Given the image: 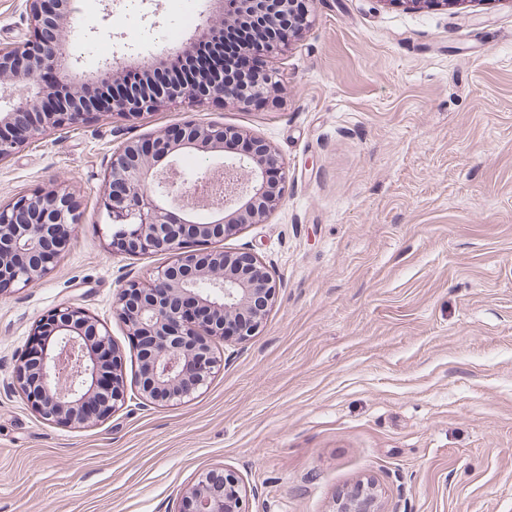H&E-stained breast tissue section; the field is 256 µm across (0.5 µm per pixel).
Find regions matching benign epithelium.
I'll list each match as a JSON object with an SVG mask.
<instances>
[{"label": "benign epithelium", "instance_id": "7a95c632", "mask_svg": "<svg viewBox=\"0 0 512 512\" xmlns=\"http://www.w3.org/2000/svg\"><path fill=\"white\" fill-rule=\"evenodd\" d=\"M299 2L310 0H224V21L250 17L265 23L269 36L260 49L273 54L309 25L306 9L288 25L271 27L276 15L293 12ZM53 3L50 9L45 0H26L38 42L20 37L0 41V160L38 136L105 113L137 117L185 99L246 105L278 82L274 69L250 83L216 76L199 87L176 79L161 89L130 88L109 107H82L87 89L74 81L69 51L73 0ZM120 69L121 59H106L95 81L107 90ZM46 70L54 72L51 84L40 79ZM195 152L224 154L225 166L238 178L233 192L218 201L198 193L209 171L189 178L176 163ZM286 183L284 164L270 144L234 128L193 120L126 140L112 151L101 188L102 209L112 224V250L166 256L148 279L126 281L113 304V316L128 328L140 353L137 387L144 401L159 406L190 402L221 367L213 343H242L257 335L276 297L266 264L251 251L209 250L204 244L282 207ZM200 208L211 216L195 218ZM80 223L79 204L62 183L0 206V294L50 273ZM13 381L28 405L56 425L102 421L127 401L121 354L110 332L75 306L57 307L39 318ZM246 499L247 490L234 472L212 469L198 475L176 512H245ZM376 499L375 486L362 487L340 500L336 512H373Z\"/></svg>", "mask_w": 512, "mask_h": 512}]
</instances>
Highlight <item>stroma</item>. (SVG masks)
<instances>
[{
  "label": "stroma",
  "mask_w": 512,
  "mask_h": 512,
  "mask_svg": "<svg viewBox=\"0 0 512 512\" xmlns=\"http://www.w3.org/2000/svg\"><path fill=\"white\" fill-rule=\"evenodd\" d=\"M77 79L99 48L149 72L182 54L224 0H78ZM258 106L219 100L107 114L0 161V205L66 184L82 222L40 282L0 294V512H176L224 468L249 512H334L377 485L379 512H512V0L407 9L313 0L270 58ZM195 119L268 142L284 206L213 241L253 251L278 284L258 334L214 346L224 367L192 401L143 402L137 352L112 316L119 288L163 256L109 247L99 207L113 149ZM74 305L107 324L126 407L103 422L43 420L12 374L34 323Z\"/></svg>",
  "instance_id": "stroma-1"
}]
</instances>
